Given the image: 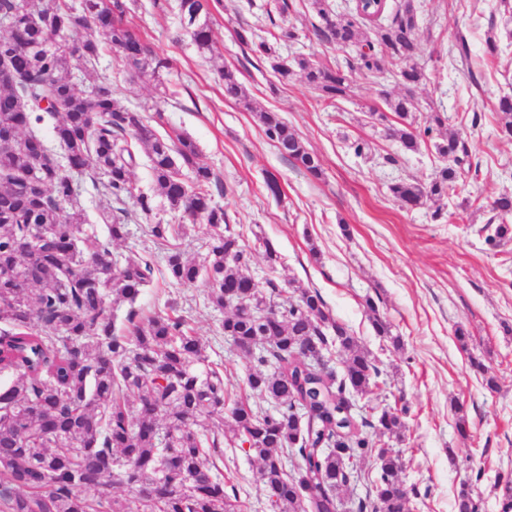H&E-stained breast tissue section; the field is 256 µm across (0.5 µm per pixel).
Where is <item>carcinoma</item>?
Instances as JSON below:
<instances>
[{"mask_svg":"<svg viewBox=\"0 0 512 512\" xmlns=\"http://www.w3.org/2000/svg\"><path fill=\"white\" fill-rule=\"evenodd\" d=\"M41 7L16 11L14 0H0V505L4 512H237V495L224 483V446L249 451L260 462L261 479L273 512H338L339 491L350 483L356 462L375 458V499L361 500L358 512H407L401 480L403 461L374 447L367 429L398 436L404 422L383 408L371 422L358 416L350 392L378 386L380 369L358 346L350 328L336 319L318 290L288 295L273 278L265 286L247 273L250 253L230 230L224 209L212 202L213 174L199 160L194 141L176 135L165 141L141 113L120 106L112 84L95 80L90 92L71 83L73 68L89 70L102 46H109L143 74L156 75L167 61L125 23L129 0H40ZM211 0H180L185 31L201 50L210 46ZM323 22L319 35L353 54L334 66L305 58L288 61L266 41L238 33L241 43L270 61L279 82L296 73L319 92L325 104L347 100L352 72L359 67L383 73L399 66L404 92H383L387 108L371 117L383 125L403 153H416L447 121L431 112L415 125L413 89L423 79L415 58L419 15L414 0H400L389 21L376 0H357L336 15L325 0H313ZM224 97L253 113L267 139L314 178L319 158L274 112L259 109L235 71L223 72ZM495 111L501 132L512 137V96ZM55 118V138L63 160L47 157L36 129ZM146 151L159 194L174 211L208 224L210 242L203 263L172 249L170 278L179 284L204 279L212 303L230 309L223 331L249 359L250 391L275 404L269 413L241 397L230 400L224 374L207 363L199 339L186 322L156 313L137 319L120 334L112 301L134 305L149 285L154 268L147 260L119 261L110 247L84 233L85 216L64 204L92 170L106 178L116 200L133 196L148 215L153 197L133 195V147ZM445 165L429 182L399 180L389 191L406 208L436 204L454 191L463 173L479 172L467 142L454 132L434 143ZM188 169L191 180L182 179ZM112 240L126 235L113 212L102 213ZM485 238L496 248L512 239V196L492 203ZM180 224H154L157 239L178 238ZM379 336L389 323L372 299L366 300ZM338 347L350 357L341 375L326 355ZM228 424L229 432L209 428ZM124 497L113 496L115 487ZM94 490L88 495V490ZM458 512H476L471 485L457 494Z\"/></svg>","mask_w":512,"mask_h":512,"instance_id":"cac0c4a2","label":"carcinoma"}]
</instances>
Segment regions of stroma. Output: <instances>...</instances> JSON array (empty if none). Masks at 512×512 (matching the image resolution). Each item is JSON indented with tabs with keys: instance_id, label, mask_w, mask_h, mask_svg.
Here are the masks:
<instances>
[{
	"instance_id": "stroma-1",
	"label": "stroma",
	"mask_w": 512,
	"mask_h": 512,
	"mask_svg": "<svg viewBox=\"0 0 512 512\" xmlns=\"http://www.w3.org/2000/svg\"><path fill=\"white\" fill-rule=\"evenodd\" d=\"M290 2L286 14L270 15L266 0H219L211 7L212 46L202 51L181 25L179 0H137L128 24L167 59V68L143 75L106 49L94 76L110 82L118 103L141 112L157 135L183 133L197 144L215 176L212 199L248 245L256 282L275 276L292 292L318 290L379 367V388L357 396L356 405L370 419L385 407L403 410L400 436L377 429L369 436L401 456L410 512H457V492L477 472L479 512H501L496 479L512 472V334L503 330L512 325V240L492 249L483 233L493 201L512 193V140L500 132L494 112L498 97L512 94V38L500 0H415L421 12L416 61L424 78L414 97L446 114L447 130L468 141L480 169L446 200L453 214L448 221L434 220L429 205L404 208L388 190L401 178L430 181L442 166L431 144L401 153L372 120L371 111L386 109L383 92L401 93V84L358 70L353 98L327 106L304 77L280 83L269 63L238 41L237 31L244 30L273 41L278 54L291 59L343 61L342 51L315 35L320 19L312 0ZM288 28L296 39L280 40ZM491 34L500 45L494 55L486 45ZM461 37L470 47L464 60L455 48ZM227 68L237 72L258 107L278 113L318 155L321 178L281 154L253 113L225 99L221 73ZM476 114L481 121L475 126ZM358 139L370 143L368 154L354 153L351 144ZM136 156L133 196L115 203L102 182L88 180L74 202L104 242L109 236L100 211L122 207L128 234L113 251L154 266L153 282L135 306L114 305L116 328L127 332L132 308L142 317L158 311L183 316L209 360L221 364L229 393L242 394L249 360L225 338L223 310L210 302L204 283L171 281L169 245L149 232L153 224H186L179 248L200 263L208 253V226L199 219L185 222L182 212L156 196L144 149ZM271 174L281 197L266 188ZM139 193L153 196L151 214L137 207ZM263 239L279 253L276 267L264 257ZM370 299L389 321L390 335L373 330ZM459 327L470 335L467 345L456 339ZM476 359L486 373L473 368ZM487 374L495 377L497 391L485 385ZM224 480L235 486L241 512H271L254 455L225 450Z\"/></svg>"
}]
</instances>
